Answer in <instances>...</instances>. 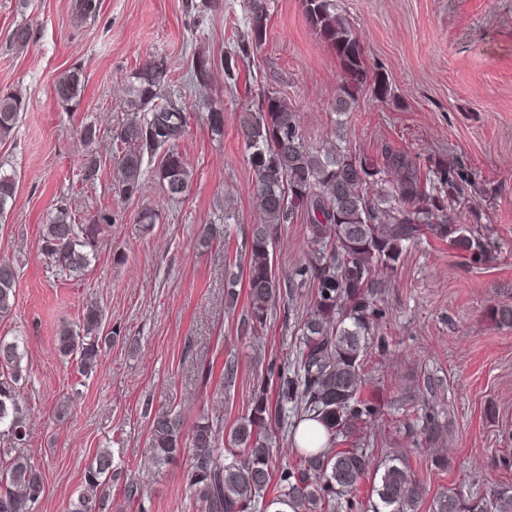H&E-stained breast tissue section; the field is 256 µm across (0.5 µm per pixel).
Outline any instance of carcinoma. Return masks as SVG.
Masks as SVG:
<instances>
[{"label":"carcinoma","instance_id":"1","mask_svg":"<svg viewBox=\"0 0 512 512\" xmlns=\"http://www.w3.org/2000/svg\"><path fill=\"white\" fill-rule=\"evenodd\" d=\"M309 23L339 60L344 78L329 111L342 115L359 106L368 92L384 102L390 96L385 74L367 68L364 50L336 0H302ZM271 0H246L243 29L234 53L224 59L229 87H238L240 65L251 60L267 40ZM31 39L30 28L17 25L9 34L14 47ZM211 61L202 55L194 76L204 85ZM167 76L164 60L152 57L128 75L124 120L113 130L118 156L113 161L112 189L128 199L138 196L146 176L155 177L163 193L178 200L188 189L192 173L177 150L190 115L172 96L162 93ZM258 77H245L249 99L238 135L245 160L255 176L253 198L259 222L252 225L244 248L247 306L245 333L263 335L274 310L310 289L298 323L299 345L291 364L272 359L254 385L247 414L230 433L224 447V427L201 415L184 435L181 415L169 408L149 419V450L145 463H172L181 450L191 449L187 484L203 503L204 512H275L289 505L293 512H415L428 494L410 464L399 458L378 460L367 448H332L336 440L352 437L357 428L375 425L380 405L363 396L365 368L375 338L382 275L397 271L409 246L426 238L447 242L465 253L472 264H488L495 250L479 230L488 220L484 210L470 208L475 194L489 198L463 162L433 156L426 161L404 150L385 148L379 156L354 149L341 129L332 142L310 143L296 113L279 90L256 86ZM84 91L82 72L71 68L54 85L64 110ZM24 100L0 91V141L16 128ZM158 159L156 168L150 161ZM16 196L14 177L0 171V216ZM305 220L312 249L296 265L288 283L274 265V246L284 224ZM112 213L97 212L78 223L68 207L55 208L41 237V251L66 273L80 280L93 259L102 226ZM18 271L0 259V319L12 314ZM104 314L96 304L85 307L78 324H64L57 337L59 353L76 360L83 376L93 374L112 333H104ZM23 354L14 342L0 341V439L18 443L27 435V411L20 391ZM294 417L288 423V417ZM305 420L325 430L326 447L298 448L295 434ZM291 428L289 442L296 462L277 466V437ZM121 476L112 452L100 449L83 475V490L71 512H107L112 481ZM373 478L376 500L356 499L360 484ZM45 491L39 464L25 455L0 448V512H30ZM131 505L144 498L134 480L123 485ZM430 512H512V486L490 488L483 505L467 507L458 492L436 493Z\"/></svg>","mask_w":512,"mask_h":512}]
</instances>
